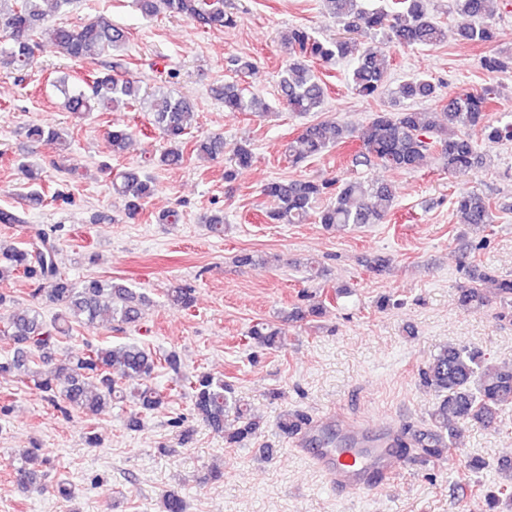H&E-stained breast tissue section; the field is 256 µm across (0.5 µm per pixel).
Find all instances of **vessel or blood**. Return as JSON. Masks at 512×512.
Wrapping results in <instances>:
<instances>
[{
	"instance_id": "b4317fda",
	"label": "vessel or blood",
	"mask_w": 512,
	"mask_h": 512,
	"mask_svg": "<svg viewBox=\"0 0 512 512\" xmlns=\"http://www.w3.org/2000/svg\"><path fill=\"white\" fill-rule=\"evenodd\" d=\"M336 424L346 434L347 447L310 448L306 454L338 493L371 491L397 474L403 454L395 446L394 435L376 430L366 420L350 422L340 417Z\"/></svg>"
}]
</instances>
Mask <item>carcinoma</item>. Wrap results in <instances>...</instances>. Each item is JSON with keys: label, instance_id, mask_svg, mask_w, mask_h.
Segmentation results:
<instances>
[{"label": "carcinoma", "instance_id": "obj_1", "mask_svg": "<svg viewBox=\"0 0 512 512\" xmlns=\"http://www.w3.org/2000/svg\"><path fill=\"white\" fill-rule=\"evenodd\" d=\"M145 16L160 13L185 16L203 29H221L235 24L234 16L224 10V0H136ZM329 14L337 18L351 34L347 39L322 42L304 28L289 31L283 44L288 50V65L280 71L281 100L288 111L307 115L321 111L325 101L324 84L313 69L319 61L330 64L338 57L352 56L349 82L365 98L383 93L389 69L386 56L363 47V39L380 35L402 47L435 46L445 39L444 28L429 14L427 0H323ZM71 0H0V68L24 71L39 53L49 49L73 59H95L124 47L127 33L106 19L78 27L45 24L47 5L59 10ZM448 12L459 17L457 34L466 42L489 43L495 38L493 11L489 0H448ZM51 86L64 98L66 111L75 114L107 112L119 105L140 108L150 115V124L159 130L170 148L149 158V164L176 168L185 162L179 148L194 115L191 104L169 87L142 89L133 79L114 72L113 66L72 79L64 74L53 78ZM395 94L401 99H431L442 111L404 109L377 112L359 129L335 120L320 121L303 127L299 136L302 149L295 160L324 153L349 138L359 141L355 162L376 165L387 170L413 171L425 154L437 152L448 172L468 175L485 167L486 159L466 129L479 127L492 141H512V122L495 125L488 120L487 109L494 89L480 92L450 93L440 96L438 87L423 76L398 84ZM224 108L231 112H254L258 100L239 83L224 85L220 93ZM25 135L35 143L55 144L63 140V131L32 124ZM112 151L119 153L131 140L126 128L108 132ZM198 155L214 160L224 155V138L209 136L194 144ZM255 156L251 146L240 143L232 150L224 179L232 181L251 167ZM19 170L33 185L26 195L28 206L37 209L45 202L34 188L40 168L28 163ZM112 190L123 197L128 217H134L156 191L154 180L133 169L114 173ZM263 194L274 203L267 218L277 224H302L309 218L313 203L326 198L317 212V222L327 228L350 224H375L389 215L394 202L393 186L387 182H365L336 178L313 181L305 178L272 180ZM454 205L463 223H493L494 215L485 197L472 191L455 198ZM57 245L43 229L33 226L20 246L0 247V282L17 274L37 284L35 291L46 294L56 313L46 319L39 308L15 309L0 315V341L14 345L12 356L0 361V376L26 369L35 358L48 359L46 353L71 336L75 327H93L106 322L136 325L142 316L145 296L114 279L92 278L75 281L60 272L56 264ZM478 284L464 287L459 304L478 310L486 304L482 285L494 286L502 309L512 317V279L491 271L477 273ZM170 304L192 307V289L180 285L167 290ZM249 339L267 349L286 345L283 332L266 322L253 324ZM177 367L173 355L158 358L135 342L104 346L86 345L82 353L65 357L54 371L32 375L26 383L44 394L61 412L72 410L98 412L116 399L130 400L143 411H154L165 404L167 394L150 383L162 363ZM420 384L433 391L438 400L429 414L430 427L415 438L418 455L425 461L443 460L457 450L462 427L476 422L486 427L497 425L500 413L512 406V365H493L486 354L469 346L444 347L433 355L419 374ZM194 413L214 432L224 434L230 448H243L263 430V421L254 415L251 404L235 394L222 377L200 372L186 378ZM233 415L236 427L224 430V421ZM303 415L288 410L280 414L277 427L285 435L296 431ZM37 460L36 449L19 454L13 465V479L23 489L41 483V476L30 467ZM508 483L486 495L487 507L495 509L500 499L512 501V462L501 463ZM161 512H186L184 497L170 492L160 501Z\"/></svg>", "mask_w": 512, "mask_h": 512}]
</instances>
